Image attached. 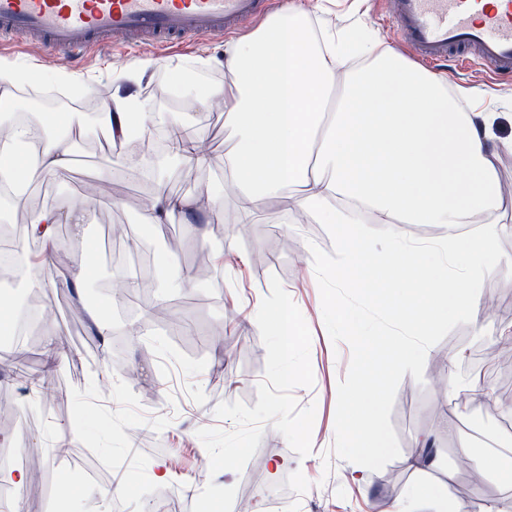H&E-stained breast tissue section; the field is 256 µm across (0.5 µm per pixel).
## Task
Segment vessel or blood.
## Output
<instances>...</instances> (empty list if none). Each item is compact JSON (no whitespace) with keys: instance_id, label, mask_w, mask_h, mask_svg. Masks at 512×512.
I'll use <instances>...</instances> for the list:
<instances>
[{"instance_id":"1","label":"vessel or blood","mask_w":512,"mask_h":512,"mask_svg":"<svg viewBox=\"0 0 512 512\" xmlns=\"http://www.w3.org/2000/svg\"><path fill=\"white\" fill-rule=\"evenodd\" d=\"M406 44L426 64L465 71L481 64L512 80V0H391ZM264 0H0V43L22 40L77 59L113 44L158 52L223 34L256 15Z\"/></svg>"}]
</instances>
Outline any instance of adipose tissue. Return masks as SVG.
<instances>
[{"label":"adipose tissue","mask_w":512,"mask_h":512,"mask_svg":"<svg viewBox=\"0 0 512 512\" xmlns=\"http://www.w3.org/2000/svg\"><path fill=\"white\" fill-rule=\"evenodd\" d=\"M309 20V12L288 7L251 36L225 43L224 68L233 87L211 90L206 97L222 105L237 128L236 146L224 157V177L228 189L247 192L251 217H263L270 200H290L311 223L336 225V258L317 265L336 285L357 269L367 290H374L379 277L372 269L387 263L399 281L390 297L394 337L368 336L343 307H336L334 316L365 337L370 368L388 373L414 368L428 353L402 349L399 337L425 339L448 313L478 325L483 301L477 273L512 267V257L497 249L498 178L488 146L495 115L473 119L450 94L447 76L391 48L328 34L314 41ZM335 87L340 95L333 101L328 92ZM96 123L123 140L165 125L171 158L190 164L202 177L213 165L198 135L175 113L151 111L135 96L104 101ZM69 130L70 120L63 117L39 127L13 124L0 136V183L11 186L13 208H25L35 184L71 170ZM225 190L207 187L202 204L209 215L222 211ZM197 204L196 198L170 194L160 180L146 201L144 219L162 224ZM368 216L379 224H437L449 234L429 242L394 236L379 243L361 227ZM86 222L82 206L65 213L31 212L25 233L42 248L37 259L24 262L28 288L56 287L50 273L56 227L71 224L79 230ZM463 224L476 225V232L458 234ZM371 401L364 383L351 386L336 423L355 431L360 447L372 453L384 443L368 423L374 415ZM354 405L367 417L357 427L350 412Z\"/></svg>","instance_id":"adipose-tissue-1"}]
</instances>
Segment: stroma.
Returning a JSON list of instances; mask_svg holds the SVG:
<instances>
[{
    "mask_svg": "<svg viewBox=\"0 0 512 512\" xmlns=\"http://www.w3.org/2000/svg\"><path fill=\"white\" fill-rule=\"evenodd\" d=\"M294 6L310 11L315 29L333 33L356 32L360 38L392 48L403 57L411 52L394 27L390 0H273L269 14ZM211 66L195 68L198 58ZM24 67L28 78L15 95L72 99L75 165L68 176L40 183L41 207L60 211L75 206L91 210L84 237L63 225L53 273L58 281L47 290L38 325L25 342L26 360L38 365L47 350L63 354L53 375L32 385L15 371L17 352L0 360V474L24 470L23 512H114L103 497L109 480L85 485L81 474L60 444L81 448L101 466L108 467L130 448L142 449L145 468L123 471L117 482L124 512H162L173 491L184 488L200 493L208 482L236 487L237 498L247 499L248 512H262L254 500L255 486H277L283 500L279 512H398L408 491L426 487V495L413 512H433L435 496L468 500L475 507L512 512V487L500 481L512 468V429H507L505 407H512V366L490 355L489 344L512 346V273L505 270L481 275L485 302L479 313L483 331L463 319L440 321L427 338L430 354L414 373L399 370L378 384L375 428L386 444L376 461L350 447L336 428L337 406L346 386L362 373L366 355L354 341H340L325 323L334 305L346 307L354 319L386 333L394 328L392 315L365 297L357 274H349L339 288L309 268L311 252L334 254V229L328 224L306 223L296 211L281 214L271 201L273 221L252 224L240 205L241 195L225 198L216 220L201 212L174 215L176 230L167 240L163 227L144 221L149 190L131 167L126 150L106 151L102 131L92 130V114L79 111L80 103L99 104L112 95L135 90L156 112L185 113L190 130L201 132L216 164L211 184L224 183L225 153L233 150L236 129L224 110L208 106L203 96L226 87L224 40L200 39L184 51L159 55L153 48L118 46L112 52L90 51L74 64L36 45L6 47L0 62ZM186 74L187 91L169 87L176 72ZM79 76L82 88L50 83L55 73ZM470 113L498 114L497 136L512 135V83L494 80L477 66L460 73L441 69ZM494 164L499 178L500 208L509 220L498 241L501 254L512 256V151L497 149ZM111 166V179L98 178ZM126 225L130 240L151 248L144 268L152 277V304L163 316L146 317L140 298L123 299L112 286L114 225ZM100 245L94 276L82 290L70 286V273L83 259V239ZM233 241L237 252L225 256L224 244ZM210 259L207 277L199 286L179 285L174 273L191 274L198 255ZM279 277L300 309L312 335L310 360L314 384L298 387L293 396L300 406L315 405L312 451L306 457L290 448L272 425H265L259 448L242 473H209L208 454L197 437L198 429L214 425L224 431L236 424L215 416L222 402L241 401L255 406L257 386L263 378L266 349L261 335L246 322V314L271 291ZM105 308L112 334L101 339L90 319L95 308ZM52 338H45V331ZM458 386L481 382L488 391L480 404L449 402L447 380ZM433 442L438 462L414 471L405 461L421 455V440ZM164 463L166 482L152 479V466ZM74 482L73 495L57 499L61 480Z\"/></svg>",
    "mask_w": 512,
    "mask_h": 512,
    "instance_id": "obj_1",
    "label": "stroma"
}]
</instances>
